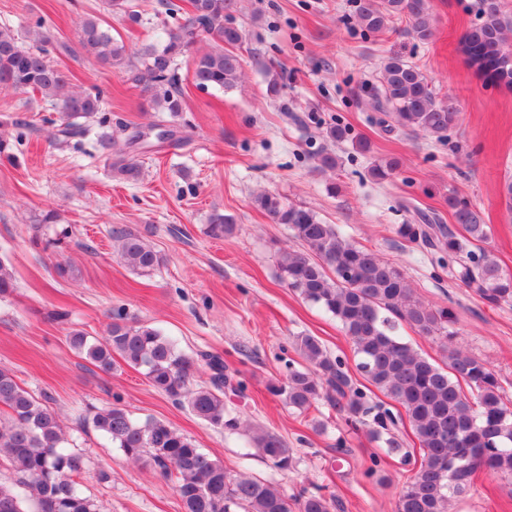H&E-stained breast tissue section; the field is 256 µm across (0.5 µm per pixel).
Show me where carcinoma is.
<instances>
[{
    "mask_svg": "<svg viewBox=\"0 0 512 512\" xmlns=\"http://www.w3.org/2000/svg\"><path fill=\"white\" fill-rule=\"evenodd\" d=\"M357 17L365 31L383 33L404 25L415 40L433 36V0H357ZM159 13L170 24L161 45H148L128 53L123 42L104 29L99 18L79 22L82 50L115 72L126 74L142 86L156 112L182 111L183 91L176 59L207 37L214 46L193 57V79L202 89H234L242 63L232 47L243 42L240 28L231 22L238 0H190L185 12L177 0H159ZM479 22L465 33L468 67L487 85L512 90V13L502 0H477ZM32 45L25 46L11 29L0 27V86L31 90L55 102L60 132L75 137L85 132L80 120L97 118L102 97L76 89L70 76L51 64L49 55H75L65 43H56L50 27L39 17L28 29ZM372 108L407 132L431 135L442 141L459 120L451 98H441L419 65L394 54L380 71L378 84L368 91ZM112 149L113 171L127 180L140 175L137 162L112 137L98 140ZM396 159L373 162L370 175L379 182L394 177ZM257 207L274 223L285 224L301 249L283 252L282 280L341 324L358 356V369L367 381L398 403L417 437L420 448L413 474L403 486L395 512H453L454 502L476 488V474L484 471L512 481V408L494 370L460 348L448 350L445 366L420 354L395 335L404 323L422 335L453 337V312L415 299L406 277L372 250L342 236L305 206L279 195L262 192ZM413 213L411 224L398 226L397 234L410 243L437 254H448L456 263L454 276L491 307L512 305V273L494 254L482 247L489 225L480 212L457 195L448 194V209L464 234L453 232L440 216ZM230 215L210 218V235L221 238L235 232ZM121 262L137 273L153 271L161 262L158 253L136 233L112 230ZM71 346L99 370L111 372L115 358L143 371L156 389L197 418L234 432L241 422L224 403L228 375L218 355L192 357L159 329L129 322L124 312H112L104 341L90 340L83 331L69 334ZM302 359L288 364L281 383L269 392L289 407L306 411L326 403L347 419L368 428L374 441L385 445L389 456L407 459L404 442L395 433L398 420L389 409L372 401L367 392L343 371L342 361L328 354L315 336L295 337ZM205 365L208 380L199 384L196 374ZM0 406L8 421L0 420V460L16 475L11 485L0 483V512H100L99 505L79 489L85 469L84 456L66 447L59 416L24 389L10 371L0 368ZM89 422L104 438L135 462L149 465L170 479L185 512H291L288 498L277 488L245 475L230 476L224 464L168 422L148 417L135 419L120 399L96 410ZM259 453L274 467H295L293 450L278 435L263 432L252 437ZM299 512H331L332 501L317 488L305 491Z\"/></svg>",
    "mask_w": 512,
    "mask_h": 512,
    "instance_id": "carcinoma-1",
    "label": "carcinoma"
}]
</instances>
